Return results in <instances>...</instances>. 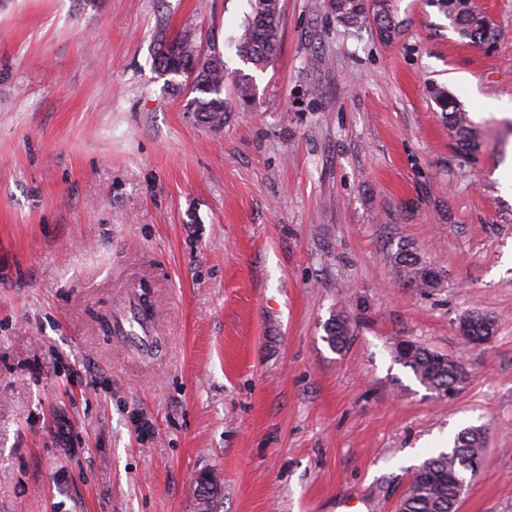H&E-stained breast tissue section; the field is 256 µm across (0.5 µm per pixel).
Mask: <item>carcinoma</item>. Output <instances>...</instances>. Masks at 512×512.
Instances as JSON below:
<instances>
[{"label":"carcinoma","mask_w":512,"mask_h":512,"mask_svg":"<svg viewBox=\"0 0 512 512\" xmlns=\"http://www.w3.org/2000/svg\"><path fill=\"white\" fill-rule=\"evenodd\" d=\"M251 13L240 25L233 39L239 59L257 70L264 69L280 49L281 5L280 0H250ZM448 13L460 24L463 37L472 43H485L492 39V27L486 16L471 9L469 0H446ZM336 13L352 25L365 18L363 0H334ZM381 38L388 40L395 30L390 0H379L372 7ZM158 69L171 81L188 71L195 73L190 84L193 97L188 111L202 124L221 129L232 111V103L224 97L227 79L223 56L201 49L195 31L183 30L158 55ZM236 102L249 105L254 99L253 81L242 73L234 78ZM448 127L454 132L456 146L465 157L479 148L466 112L457 99L443 91L436 94ZM394 264L400 277L414 288H436L440 284L438 272L430 268L420 256L405 247L394 254ZM475 333L491 335L493 321L479 313L464 316ZM324 339L333 350H341L348 340L346 319L332 315L324 325ZM397 361L410 368L415 378L427 389L437 394H448L463 383L466 371L455 358L435 352L421 345L405 351L401 342L393 345ZM484 431L470 427L454 440L453 447L427 457L411 475L408 490L401 498L398 512H457L460 502L459 486L467 485V477H475L482 464ZM224 496L214 481L199 494V512H220Z\"/></svg>","instance_id":"cac0c4a2"}]
</instances>
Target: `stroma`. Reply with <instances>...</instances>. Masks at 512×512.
Returning a JSON list of instances; mask_svg holds the SVG:
<instances>
[{
  "label": "stroma",
  "mask_w": 512,
  "mask_h": 512,
  "mask_svg": "<svg viewBox=\"0 0 512 512\" xmlns=\"http://www.w3.org/2000/svg\"><path fill=\"white\" fill-rule=\"evenodd\" d=\"M471 5L489 42L443 0H393L388 40L281 0L253 104L214 131L157 54L190 28L236 73L248 0H0V512H198L203 474L224 512H397L467 427L485 446L458 512H512V116L490 108L512 103V0ZM402 246L440 287L405 284ZM144 294L147 351L112 334ZM398 339L466 380L429 391ZM448 14L455 16L464 38L472 43H485L492 39V27L486 16L471 9L469 0H447ZM436 101L439 105L448 127L454 132L456 146L464 157H470L479 148L466 112L461 108L457 99L444 91H438ZM325 341L333 350H342L348 340L346 319L341 315H332L324 325Z\"/></svg>",
  "instance_id": "stroma-1"
}]
</instances>
